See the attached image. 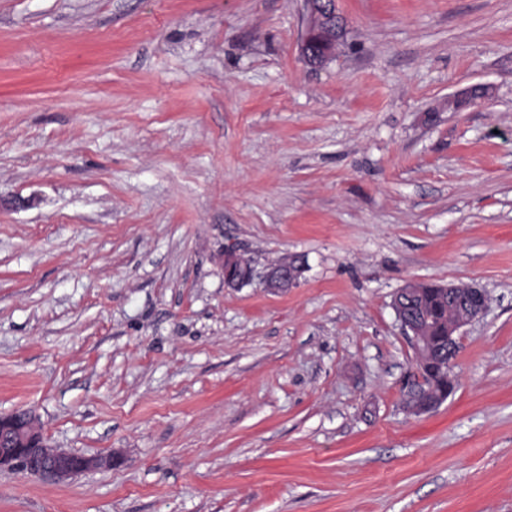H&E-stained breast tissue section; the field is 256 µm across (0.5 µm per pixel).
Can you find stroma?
<instances>
[{
    "label": "stroma",
    "mask_w": 512,
    "mask_h": 512,
    "mask_svg": "<svg viewBox=\"0 0 512 512\" xmlns=\"http://www.w3.org/2000/svg\"><path fill=\"white\" fill-rule=\"evenodd\" d=\"M338 7L0 0V414L121 459L0 512H512V0ZM410 282L490 297L421 416ZM305 7V26L300 40V53L314 67L328 63L336 45L345 33V22L337 9V0H302ZM318 46L320 51H314ZM487 96V89L484 86L473 85L457 90L448 97V109L458 112L474 106ZM223 271L225 284L229 288L240 289L257 281L267 292L280 294L298 284L303 265L296 259L284 257L269 265L264 272H257L250 260L237 254L235 250H227L224 254Z\"/></svg>",
    "instance_id": "35a3bbf8"
}]
</instances>
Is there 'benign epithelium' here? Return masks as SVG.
I'll list each match as a JSON object with an SVG mask.
<instances>
[{"mask_svg":"<svg viewBox=\"0 0 512 512\" xmlns=\"http://www.w3.org/2000/svg\"><path fill=\"white\" fill-rule=\"evenodd\" d=\"M305 26L300 40L304 60L320 67L334 56L336 45L345 33V22L337 9V0H303ZM487 96V89L473 85L448 96V109L457 112L471 107ZM225 284L240 289L258 283L267 292L280 294L295 287L303 273V265L286 257L269 265L265 271L256 270L252 262L234 250L224 254ZM412 285L400 289L394 296L393 308L405 335L410 337L416 354V367L406 382L407 408L417 416L437 409L454 391L451 371L460 349V330L484 316L488 308L486 291L468 283L444 287L448 297L447 350L440 352L422 335L420 318L409 310ZM121 459L85 456L58 449L45 443L35 416L27 415L19 422L16 413L0 415V470L17 471L62 482L81 473L117 465Z\"/></svg>","mask_w":512,"mask_h":512,"instance_id":"7a95c632","label":"benign epithelium"}]
</instances>
